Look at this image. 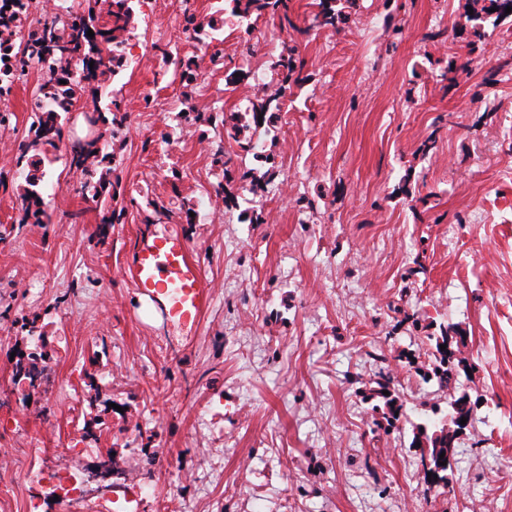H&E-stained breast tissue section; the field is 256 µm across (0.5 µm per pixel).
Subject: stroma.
Wrapping results in <instances>:
<instances>
[{
	"label": "stroma",
	"instance_id": "1",
	"mask_svg": "<svg viewBox=\"0 0 512 512\" xmlns=\"http://www.w3.org/2000/svg\"><path fill=\"white\" fill-rule=\"evenodd\" d=\"M215 3L134 2L138 62L100 98L126 115L108 150L127 214L106 236L105 201L69 167L70 127L39 151L46 223H17L38 69L0 97L12 113L0 127V512H64L59 475L80 483L81 512H110L112 485L144 476V512H512V16L488 18L474 46L467 0H355L337 32L293 0L294 31L254 21L246 65L235 27L218 60L209 38L183 32L185 9L205 19ZM390 19L404 30L394 48ZM160 39L197 58L195 89L173 82ZM286 48L309 79L260 143L288 189L225 202L220 161L239 148L182 111L244 113L226 76L249 84ZM465 55L471 72L444 80ZM152 201L214 284L192 328L164 322L122 274ZM251 209L266 223L240 222ZM443 330L459 368L442 388L415 368ZM20 351L46 366L27 394L12 377ZM383 381L391 430L373 395ZM462 397L473 412L435 496L419 446Z\"/></svg>",
	"mask_w": 512,
	"mask_h": 512
}]
</instances>
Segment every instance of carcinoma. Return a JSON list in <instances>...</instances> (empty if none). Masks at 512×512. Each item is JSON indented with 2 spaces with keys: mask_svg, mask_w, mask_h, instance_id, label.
I'll return each instance as SVG.
<instances>
[{
  "mask_svg": "<svg viewBox=\"0 0 512 512\" xmlns=\"http://www.w3.org/2000/svg\"><path fill=\"white\" fill-rule=\"evenodd\" d=\"M316 11L312 14L311 25L322 29L337 31L350 21L349 13L336 8V0H313ZM473 14L466 15L471 21L496 13L502 15L507 7H512V0H489V4L479 5V0L469 3ZM33 0H0V94H7L12 86L20 80L31 63L41 65L40 80L35 90L37 105L33 109L31 122V139L19 145L17 163H26L29 176L26 183L29 189L20 197L18 207V223H44L45 200L36 184L41 182L37 150L43 145H52L62 140L64 126L60 122V113H69L77 109V104L85 94L98 98L109 80L117 70L128 65L126 52L128 41L133 30V0H80L79 8L65 7L43 20H32L31 9ZM238 18L240 42L252 44L253 29L248 20L254 17L270 16L278 19L280 25L292 24L289 16V0H228V6L218 8L206 21L197 19L191 13L185 15L184 30L196 31V28L208 26L219 31L224 26V14ZM93 31L94 36L87 35ZM94 66H89V63ZM304 61L295 54L293 49H284L271 58L268 69L272 73L270 84L275 87L274 93L257 97L251 103L247 116H231L234 124L226 130L227 135L234 139L242 151L252 153V138L257 131L273 128L283 111L288 89L302 80L301 73ZM175 79L184 88H194L199 84L201 72L197 62L191 58H183L176 62L173 72ZM93 124L98 130L83 140H76L71 147L69 166L81 175L92 178L99 175L93 185V197H103L113 203L110 215L103 218L98 227L100 237H106V225L120 223L124 220L126 209L116 205L120 197L121 183L119 177H110L108 165L112 157L105 152L109 141L114 138L125 123V115L116 101H111V108L102 111L93 106ZM183 119L190 124L217 122L225 123L226 119L216 110L204 114L203 110L191 106L184 111ZM257 166L247 170L241 179L251 178L257 187L269 175L276 173L278 168L277 155L262 151L253 153ZM439 357L434 361L416 367L417 374L422 378L432 376L440 385L446 386L455 376L453 354L446 350H438ZM42 370L36 360L23 353L18 354L15 363L14 377L34 380ZM472 407L461 402L455 406L450 423L439 428V434L431 439V448L421 454L420 471L423 477L432 473L435 478L425 481L426 490L436 491L448 485L447 471L451 467L454 440L458 420L471 415Z\"/></svg>",
  "mask_w": 512,
  "mask_h": 512,
  "instance_id": "carcinoma-1",
  "label": "carcinoma"
}]
</instances>
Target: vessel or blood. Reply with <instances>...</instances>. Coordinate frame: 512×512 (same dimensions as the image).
Returning <instances> with one entry per match:
<instances>
[{
  "label": "vessel or blood",
  "mask_w": 512,
  "mask_h": 512,
  "mask_svg": "<svg viewBox=\"0 0 512 512\" xmlns=\"http://www.w3.org/2000/svg\"><path fill=\"white\" fill-rule=\"evenodd\" d=\"M123 276L171 323L196 325L213 299L211 281L173 225L154 226L140 234L128 253Z\"/></svg>",
  "instance_id": "b4317fda"
}]
</instances>
